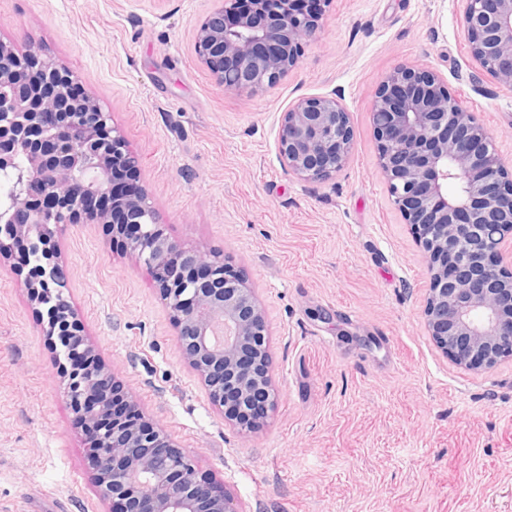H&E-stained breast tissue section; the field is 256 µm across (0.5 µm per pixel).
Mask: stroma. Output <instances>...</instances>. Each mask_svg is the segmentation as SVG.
<instances>
[{
  "label": "stroma",
  "instance_id": "1",
  "mask_svg": "<svg viewBox=\"0 0 512 512\" xmlns=\"http://www.w3.org/2000/svg\"><path fill=\"white\" fill-rule=\"evenodd\" d=\"M217 0H0V41L69 69L123 132L174 240L226 257L270 331L276 403L241 436L184 359L143 264L101 224L59 232L64 296L123 394L242 512H512V361L466 369L428 335L427 272L377 167L370 110L395 66L461 93L512 168V88L473 71L459 0H332L298 66L248 96L195 52ZM344 93L330 180L284 168L289 103ZM0 512H112L56 354L0 265Z\"/></svg>",
  "mask_w": 512,
  "mask_h": 512
}]
</instances>
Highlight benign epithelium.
<instances>
[{
    "label": "benign epithelium",
    "mask_w": 512,
    "mask_h": 512,
    "mask_svg": "<svg viewBox=\"0 0 512 512\" xmlns=\"http://www.w3.org/2000/svg\"><path fill=\"white\" fill-rule=\"evenodd\" d=\"M199 26L195 51L215 83L256 95L275 86L315 37L331 0H219ZM476 73L512 88V0H460ZM68 70L0 42V174L13 179L0 203V263L25 251L30 301L57 339L70 408L87 430L88 458L112 512H242L228 492L130 404L112 416L119 390L104 367L70 373L92 356L64 297L57 243L65 224H110L112 242L150 273L179 330L190 366L239 433L257 430L274 403L268 329L248 279L225 259L171 240L144 187L116 173L138 170L122 131L94 97L77 94ZM377 165L428 275L424 321L457 365L492 368L512 359V169L477 113L437 73L400 65L371 108ZM354 132L339 92L295 100L283 113L279 156L317 183L350 160ZM90 198L112 206L90 209Z\"/></svg>",
    "instance_id": "obj_1"
}]
</instances>
